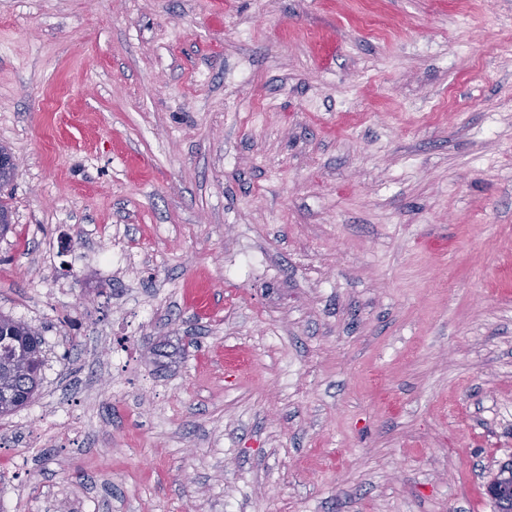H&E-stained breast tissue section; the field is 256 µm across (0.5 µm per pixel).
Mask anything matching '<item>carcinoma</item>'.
I'll list each match as a JSON object with an SVG mask.
<instances>
[{
    "instance_id": "obj_1",
    "label": "carcinoma",
    "mask_w": 512,
    "mask_h": 512,
    "mask_svg": "<svg viewBox=\"0 0 512 512\" xmlns=\"http://www.w3.org/2000/svg\"><path fill=\"white\" fill-rule=\"evenodd\" d=\"M42 365L43 338L38 329L0 313V416L31 402Z\"/></svg>"
}]
</instances>
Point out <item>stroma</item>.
Here are the masks:
<instances>
[{
    "label": "stroma",
    "mask_w": 512,
    "mask_h": 512,
    "mask_svg": "<svg viewBox=\"0 0 512 512\" xmlns=\"http://www.w3.org/2000/svg\"><path fill=\"white\" fill-rule=\"evenodd\" d=\"M0 145V512H497L512 0H0ZM0 416L29 404L40 384L43 338L31 324L0 313Z\"/></svg>",
    "instance_id": "1"
}]
</instances>
